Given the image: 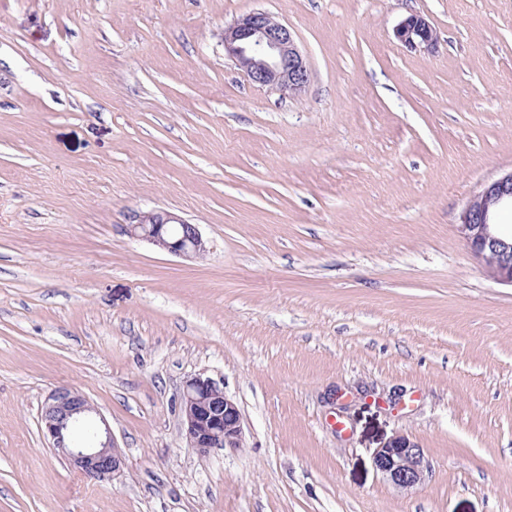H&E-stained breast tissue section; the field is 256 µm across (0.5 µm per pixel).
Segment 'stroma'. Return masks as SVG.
<instances>
[{
    "label": "stroma",
    "mask_w": 512,
    "mask_h": 512,
    "mask_svg": "<svg viewBox=\"0 0 512 512\" xmlns=\"http://www.w3.org/2000/svg\"><path fill=\"white\" fill-rule=\"evenodd\" d=\"M255 10L302 96L225 54ZM413 13L435 49L395 40ZM511 169L512 0H0V512H512V287L456 230ZM154 209L207 255L131 237ZM198 373L242 447L186 443ZM60 386L118 478L48 447ZM395 435L428 464L409 494L373 463ZM224 50L257 87L299 97L309 83V67L290 28L265 11L251 12L224 28ZM95 407L78 391L59 387L48 394L41 408L40 429L68 465L97 481L113 479L124 467V457L109 427L103 432L90 422Z\"/></svg>",
    "instance_id": "1"
}]
</instances>
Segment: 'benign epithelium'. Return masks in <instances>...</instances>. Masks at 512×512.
Segmentation results:
<instances>
[{"label": "benign epithelium", "mask_w": 512, "mask_h": 512, "mask_svg": "<svg viewBox=\"0 0 512 512\" xmlns=\"http://www.w3.org/2000/svg\"><path fill=\"white\" fill-rule=\"evenodd\" d=\"M394 38L408 49L434 48L436 29L419 14L396 25ZM224 50L257 87L277 88L299 97L309 83V67L290 28L265 11L251 12L224 28ZM512 210V170L483 184L466 201L457 232L471 255L500 284L512 287V233L499 229L498 217ZM129 234L187 260L203 257L206 242L197 225L168 211L135 212ZM182 434L198 455L213 448L243 444L240 409L224 392V382L202 373L190 377L180 393ZM95 407L78 391L59 387L41 408L40 429L68 465L97 481L109 480L124 467V457L109 427L98 431L90 422ZM374 466L395 488L416 489L424 481L427 462L423 449L396 435L377 449Z\"/></svg>", "instance_id": "obj_1"}]
</instances>
